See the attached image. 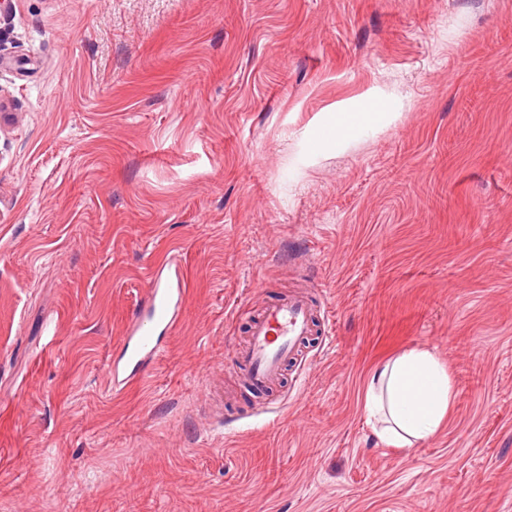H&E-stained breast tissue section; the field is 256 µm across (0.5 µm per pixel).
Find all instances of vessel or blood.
I'll return each instance as SVG.
<instances>
[{"instance_id":"1","label":"vessel or blood","mask_w":512,"mask_h":512,"mask_svg":"<svg viewBox=\"0 0 512 512\" xmlns=\"http://www.w3.org/2000/svg\"><path fill=\"white\" fill-rule=\"evenodd\" d=\"M184 301L181 262L173 257L153 271L144 302L126 325L120 350L107 366L113 390L137 382L155 363L164 335L180 322ZM316 327V310L309 295L296 293L268 303L259 317L250 320L247 344L235 353L246 391L268 398Z\"/></svg>"}]
</instances>
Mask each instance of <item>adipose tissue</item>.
Returning a JSON list of instances; mask_svg holds the SVG:
<instances>
[{
    "label": "adipose tissue",
    "instance_id": "obj_1",
    "mask_svg": "<svg viewBox=\"0 0 512 512\" xmlns=\"http://www.w3.org/2000/svg\"><path fill=\"white\" fill-rule=\"evenodd\" d=\"M383 118L377 103L331 114L323 143L351 139ZM456 391L446 364L430 349L414 347L379 363L366 385L364 411L379 442L411 450L448 420Z\"/></svg>",
    "mask_w": 512,
    "mask_h": 512
}]
</instances>
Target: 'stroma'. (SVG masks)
<instances>
[{"label":"stroma","instance_id":"obj_1","mask_svg":"<svg viewBox=\"0 0 512 512\" xmlns=\"http://www.w3.org/2000/svg\"><path fill=\"white\" fill-rule=\"evenodd\" d=\"M0 55V512H512V0H11ZM296 288L330 332L249 402L245 317ZM416 346L457 396L403 453L363 396ZM379 105L368 101L356 110H341L333 112L327 124L330 135H323L319 140L323 145L351 139L362 130L374 128L388 114L394 112H379ZM185 292L181 262L176 257L153 271L144 302L126 325L120 350L107 366L113 390L137 382L155 363L164 335L180 322Z\"/></svg>","mask_w":512,"mask_h":512}]
</instances>
